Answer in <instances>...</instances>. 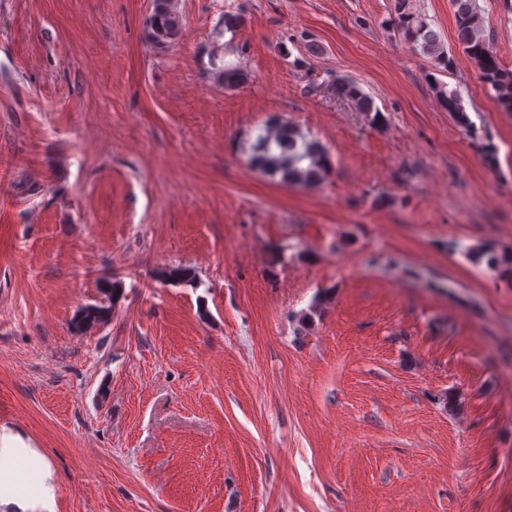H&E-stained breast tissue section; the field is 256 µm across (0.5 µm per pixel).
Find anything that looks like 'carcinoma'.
I'll return each instance as SVG.
<instances>
[{
	"label": "carcinoma",
	"instance_id": "cac0c4a2",
	"mask_svg": "<svg viewBox=\"0 0 512 512\" xmlns=\"http://www.w3.org/2000/svg\"><path fill=\"white\" fill-rule=\"evenodd\" d=\"M155 7L146 21V37L150 46L160 52L171 48L180 38L183 16L178 0H154ZM454 8L457 37L470 58L476 63L485 85L494 92L505 112H512V71L502 68L497 57L489 50L483 20L476 0H451ZM395 25L402 37L420 51L433 58L436 66L444 71L450 69L451 60L427 18L415 9L410 0H398ZM218 78L226 87H236L247 80V73L239 65L229 63L218 71ZM339 96L352 103L369 122L382 127L387 118L376 106L372 97L352 80L338 79L335 84ZM434 89L444 109L454 113L459 123L467 126L469 119L460 106L455 93L446 85L434 82ZM243 151L250 167L269 179L284 186L308 187L323 181L331 170L325 147L314 139L307 138L301 130L278 117L267 119L258 128L255 137L249 139ZM471 259L485 265L490 271L512 278V249H499L491 244H482L470 252ZM197 278L191 266L163 267L157 271V279L171 283H190ZM330 295H317L309 308L295 316V335L306 337L312 332L315 319L321 318Z\"/></svg>",
	"mask_w": 512,
	"mask_h": 512
}]
</instances>
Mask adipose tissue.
I'll list each match as a JSON object with an SVG mask.
<instances>
[{
    "instance_id": "obj_1",
    "label": "adipose tissue",
    "mask_w": 512,
    "mask_h": 512,
    "mask_svg": "<svg viewBox=\"0 0 512 512\" xmlns=\"http://www.w3.org/2000/svg\"><path fill=\"white\" fill-rule=\"evenodd\" d=\"M0 456L20 457L27 460L37 471L39 482L36 493L17 482L13 475L0 472V505L10 507L12 512H29L32 497L52 498L55 488L50 484L51 467L47 459L30 448L19 436L10 433L0 434Z\"/></svg>"
}]
</instances>
